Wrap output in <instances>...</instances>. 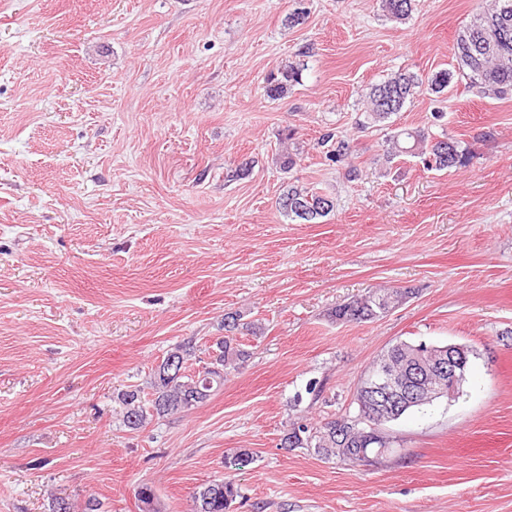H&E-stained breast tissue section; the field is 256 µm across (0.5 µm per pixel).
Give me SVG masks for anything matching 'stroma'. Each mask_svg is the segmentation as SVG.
I'll return each mask as SVG.
<instances>
[{"instance_id": "1", "label": "stroma", "mask_w": 512, "mask_h": 512, "mask_svg": "<svg viewBox=\"0 0 512 512\" xmlns=\"http://www.w3.org/2000/svg\"><path fill=\"white\" fill-rule=\"evenodd\" d=\"M479 5L413 0L394 21L381 0H0V512H49L53 494L139 512L144 482L162 512H188L224 478L230 512H512V95L456 75L358 126L367 86L455 71ZM302 51L299 83L268 98ZM392 125L452 138L465 166L384 160ZM328 133L357 178L326 160ZM293 184L333 212L281 214ZM392 287L415 294L373 321L331 316ZM235 311L255 326L246 366L127 428L118 392L149 390L179 345L199 368ZM400 341L467 346L459 398L386 423L394 451L375 466L282 447L291 423L354 414ZM240 448L254 463L225 469Z\"/></svg>"}]
</instances>
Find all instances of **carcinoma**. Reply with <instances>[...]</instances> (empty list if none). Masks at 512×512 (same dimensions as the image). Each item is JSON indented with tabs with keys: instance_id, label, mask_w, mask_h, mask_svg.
Returning <instances> with one entry per match:
<instances>
[{
	"instance_id": "carcinoma-1",
	"label": "carcinoma",
	"mask_w": 512,
	"mask_h": 512,
	"mask_svg": "<svg viewBox=\"0 0 512 512\" xmlns=\"http://www.w3.org/2000/svg\"><path fill=\"white\" fill-rule=\"evenodd\" d=\"M383 7L389 17L402 21L412 11V0H383ZM505 30L512 33V0H488V4L480 7L469 25L458 35L454 52L459 73L483 89L484 93L495 97L512 91V37L506 42L500 40L501 32ZM304 69L305 64L298 61L288 65L280 75L271 77L266 86L267 96L278 99L286 94L288 87L299 81ZM453 79L454 72L448 69L431 74L425 81L415 73L396 72L368 87L363 93L367 118L381 123L401 111L423 83H428L433 92L441 93L448 89ZM385 143L386 158L389 160L403 155L418 157L426 168L438 171L461 167L466 163L465 153L459 150L458 142L449 137L435 138L422 129L395 128L388 133ZM322 144L330 145L325 152L326 160L336 165H346L350 172H355L349 162L352 153L349 141L335 140L333 135L328 134L322 139ZM277 204L283 215L308 223L328 216L333 210V202L328 196L295 185L279 196ZM414 294L412 288L370 289L364 295L337 307L332 317L341 322H367L388 300L402 304ZM211 348L220 371L215 373L209 385L202 378L201 370H188L187 348L179 346L177 350L182 373L169 377L162 374V367H157L151 381V399H144L139 389L120 391L117 400L122 405L124 425L139 429L155 416L184 412L207 402L224 386V377L250 359V352L232 336L217 338ZM387 353L391 368L404 371L411 361L412 344L396 343L387 349ZM338 424L339 421L334 418L316 429L294 423L284 434L285 443L289 448H311L324 459L338 458L349 463L356 462L363 455L382 457L390 451L388 447L375 448L367 444L363 435L352 428L344 427L342 433H336ZM253 462V452L240 449L224 457V468L242 471ZM136 497L142 505V512H161L153 486L142 484ZM238 497L240 492L233 481L214 480L197 488L192 495V503L204 505V512H229Z\"/></svg>"
}]
</instances>
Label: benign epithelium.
Masks as SVG:
<instances>
[{
    "label": "benign epithelium",
    "mask_w": 512,
    "mask_h": 512,
    "mask_svg": "<svg viewBox=\"0 0 512 512\" xmlns=\"http://www.w3.org/2000/svg\"><path fill=\"white\" fill-rule=\"evenodd\" d=\"M418 349L431 352V360L416 359L405 374L392 371L387 355H381L359 387L362 402L372 406L373 410L350 420L346 418L344 422L372 429L377 440L386 441L389 436L380 425L397 417V407L413 404L417 392H423L430 399L454 398L466 378L467 348L456 344L438 348L422 343Z\"/></svg>",
    "instance_id": "7a95c632"
}]
</instances>
